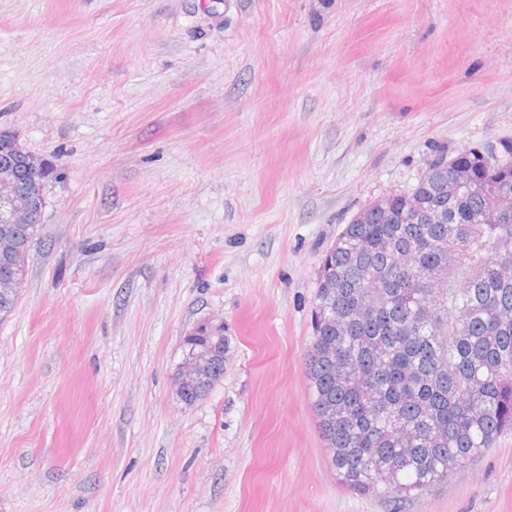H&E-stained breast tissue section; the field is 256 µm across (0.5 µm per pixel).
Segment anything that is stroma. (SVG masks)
Masks as SVG:
<instances>
[{"instance_id": "stroma-1", "label": "stroma", "mask_w": 512, "mask_h": 512, "mask_svg": "<svg viewBox=\"0 0 512 512\" xmlns=\"http://www.w3.org/2000/svg\"><path fill=\"white\" fill-rule=\"evenodd\" d=\"M0 129L51 168L0 320V512H394L320 435L318 271L439 153L512 138V0H0ZM210 317L229 360L188 406ZM404 512H512V432ZM212 371L210 350L202 345H190L175 377L176 393L180 394L189 381H207Z\"/></svg>"}]
</instances>
